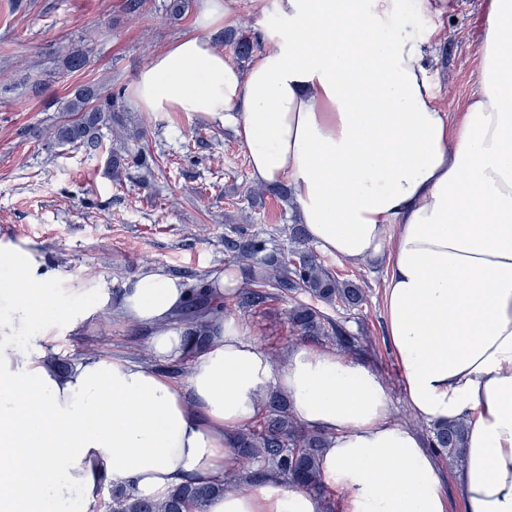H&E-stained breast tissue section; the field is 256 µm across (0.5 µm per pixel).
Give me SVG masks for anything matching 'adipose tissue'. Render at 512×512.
I'll return each mask as SVG.
<instances>
[{
  "instance_id": "obj_1",
  "label": "adipose tissue",
  "mask_w": 512,
  "mask_h": 512,
  "mask_svg": "<svg viewBox=\"0 0 512 512\" xmlns=\"http://www.w3.org/2000/svg\"><path fill=\"white\" fill-rule=\"evenodd\" d=\"M449 0H277L268 49L247 69L209 31L232 25L201 0L194 34L141 69L144 112H189L231 129L253 181L285 185L322 252L386 267L384 331L406 403L431 423L465 419L448 469L393 416L365 363L309 343L275 368L223 317L184 384L154 366L86 356L66 374L48 348L105 310L153 327L161 360L189 349L170 319L186 298L160 269L119 292L64 278L34 247L0 243V512H90L101 488L157 500L223 476L233 439L271 388L328 437L320 471L342 512H512V0H487L476 87L458 116L441 105L428 57ZM207 512H320L277 477L228 490Z\"/></svg>"
}]
</instances>
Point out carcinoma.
Here are the masks:
<instances>
[{
    "label": "carcinoma",
    "mask_w": 512,
    "mask_h": 512,
    "mask_svg": "<svg viewBox=\"0 0 512 512\" xmlns=\"http://www.w3.org/2000/svg\"><path fill=\"white\" fill-rule=\"evenodd\" d=\"M236 58L249 59L255 43L245 35L224 34ZM88 57L80 49L63 59L71 72L82 70ZM122 91H112L96 83L78 86L68 98L65 111L69 119L51 125L45 131V148L85 147L93 152L103 145L104 133L116 137L119 146L110 148L109 163L116 173L138 164L140 155L126 147L129 139L139 140L142 132L125 133L112 128L118 123ZM224 251L245 266L246 282L238 293L237 304L252 310L270 300L306 294L328 306H341L350 311L364 304L365 295L357 282L340 276L310 245L304 225H288V248H278L261 234L240 228L233 236L224 237ZM272 272L268 291L264 275L256 269ZM224 314V306L209 291L207 281L188 288V300L178 311L185 334L192 343L190 355L210 342L216 322ZM288 324L299 338L318 344H330L345 352L362 351L361 337L349 332L344 324L327 316L318 307L296 301L288 308ZM467 424L460 420L437 424L430 430L429 447L456 464L462 463V448ZM327 436L299 424L290 412L288 399L279 392L269 393L255 425L237 433L234 451L235 468L227 475L206 484L187 483L159 501H147L129 489H109L108 512H207L208 504L230 488L248 489L276 475L290 487L300 488L324 502V512H334V503L324 495L319 461Z\"/></svg>",
    "instance_id": "carcinoma-1"
}]
</instances>
